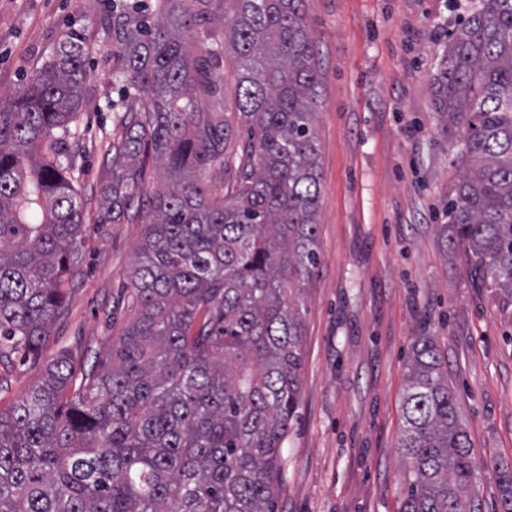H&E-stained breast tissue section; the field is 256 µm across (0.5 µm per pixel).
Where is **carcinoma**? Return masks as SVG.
Wrapping results in <instances>:
<instances>
[{
	"mask_svg": "<svg viewBox=\"0 0 512 512\" xmlns=\"http://www.w3.org/2000/svg\"><path fill=\"white\" fill-rule=\"evenodd\" d=\"M203 0H140L112 13L115 77L143 95L112 145L100 192L114 224L141 217L127 272L135 318L66 397L60 356L0 415V512H275L282 444L300 405L304 322L296 293L317 268L320 199L314 107L321 74L304 0H234L224 41ZM237 59L248 130L237 166L213 69ZM86 80L68 35L0 100V362L41 347L82 246L83 207L68 162ZM434 108L461 131L449 244L512 297V0H479L448 36ZM167 188L143 210L146 156ZM235 170L234 192L196 168ZM400 512H476V464L435 343L413 347ZM512 512V471L499 476Z\"/></svg>",
	"mask_w": 512,
	"mask_h": 512,
	"instance_id": "cac0c4a2",
	"label": "carcinoma"
}]
</instances>
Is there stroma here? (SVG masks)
Here are the masks:
<instances>
[{"mask_svg": "<svg viewBox=\"0 0 512 512\" xmlns=\"http://www.w3.org/2000/svg\"><path fill=\"white\" fill-rule=\"evenodd\" d=\"M473 0H305L321 71L315 114L321 192L319 264L298 296L305 323L298 417L283 443L277 512H399L398 446L417 337L436 340L478 461L480 512H500L512 468V300L446 252L460 131L435 111L431 79L449 31ZM110 0H0V97L53 55L84 44L88 80L69 141L86 211L63 303L38 353L0 363V414L60 354L77 373L133 320L126 272L143 226L103 224L110 147L144 100L112 73ZM238 152L235 62L216 72Z\"/></svg>", "mask_w": 512, "mask_h": 512, "instance_id": "35a3bbf8", "label": "stroma"}]
</instances>
